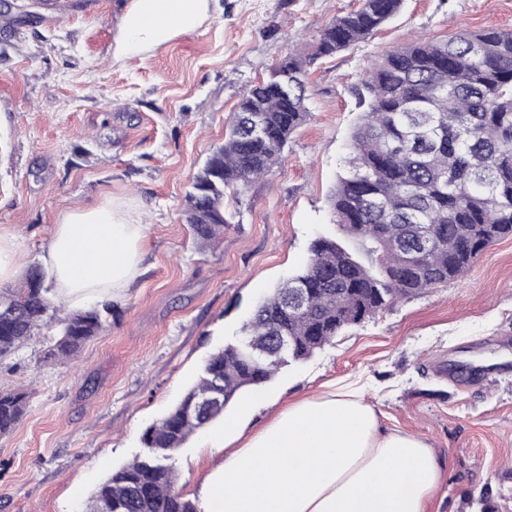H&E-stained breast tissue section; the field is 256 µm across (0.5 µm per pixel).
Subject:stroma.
Segmentation results:
<instances>
[{"label":"stroma","instance_id":"stroma-1","mask_svg":"<svg viewBox=\"0 0 512 512\" xmlns=\"http://www.w3.org/2000/svg\"><path fill=\"white\" fill-rule=\"evenodd\" d=\"M130 0H0V229L15 234L13 285L42 264L69 212L110 205L143 225L137 274L105 329L61 363L34 337L0 361V390L28 394L0 438V512H82L112 471L144 452L145 430L198 379L214 348L239 339L254 306L308 262L320 236L343 239L328 197L344 172L361 109L360 73L418 34L443 38L512 29V0H404L368 41L318 60L309 119L282 165L227 190L224 240L199 247L183 217L193 179L224 135L240 94L288 53L308 52L358 0H210L197 30L143 57H124ZM512 355V238L468 275L345 330L266 389L288 400L357 388L384 430L436 453L442 477L428 512H470L488 490L512 512V370L476 361ZM265 406L234 403L172 459L177 487L197 499L211 464L207 438L225 423L250 430Z\"/></svg>","mask_w":512,"mask_h":512}]
</instances>
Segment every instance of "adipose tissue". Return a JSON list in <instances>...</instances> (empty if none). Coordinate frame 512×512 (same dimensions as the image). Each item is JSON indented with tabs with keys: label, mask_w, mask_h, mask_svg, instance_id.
<instances>
[{
	"label": "adipose tissue",
	"mask_w": 512,
	"mask_h": 512,
	"mask_svg": "<svg viewBox=\"0 0 512 512\" xmlns=\"http://www.w3.org/2000/svg\"><path fill=\"white\" fill-rule=\"evenodd\" d=\"M209 0H132L122 46L134 58L200 27ZM143 227L109 206L69 212L44 257L72 306L123 294L138 271ZM204 512H426L439 484L437 456L419 437L383 432L356 390L288 402L247 435L213 439Z\"/></svg>",
	"instance_id": "ef3b65f1"
}]
</instances>
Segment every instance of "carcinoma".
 I'll return each instance as SVG.
<instances>
[{
  "instance_id": "carcinoma-1",
  "label": "carcinoma",
  "mask_w": 512,
  "mask_h": 512,
  "mask_svg": "<svg viewBox=\"0 0 512 512\" xmlns=\"http://www.w3.org/2000/svg\"><path fill=\"white\" fill-rule=\"evenodd\" d=\"M403 0H360L239 98L224 137L195 175L183 215L196 241L224 238V189H246L280 164L309 116L308 68L375 35ZM363 110L346 170L329 194L336 222L364 253L319 237L305 267L278 284L242 327L245 342L206 359L198 381L143 434L148 453L113 471L83 512H198L177 489L169 460L196 431L224 419L245 391L261 393L279 370L303 362L344 330L396 302L467 275L477 257L512 237V30L418 37L371 64L356 87ZM30 266L18 288H0V360L42 329L46 362L63 361L104 329L112 305L62 317ZM305 288L300 310L290 293ZM286 336L288 352L273 349ZM27 395L0 391V437L25 414Z\"/></svg>"
}]
</instances>
